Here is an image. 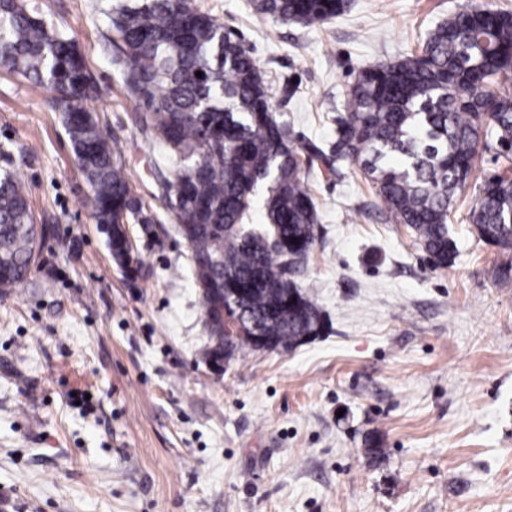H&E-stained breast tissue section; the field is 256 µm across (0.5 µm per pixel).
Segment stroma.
Listing matches in <instances>:
<instances>
[{
  "instance_id": "1",
  "label": "stroma",
  "mask_w": 512,
  "mask_h": 512,
  "mask_svg": "<svg viewBox=\"0 0 512 512\" xmlns=\"http://www.w3.org/2000/svg\"><path fill=\"white\" fill-rule=\"evenodd\" d=\"M85 55L92 106L158 230L128 282L82 201L49 89L0 68V167L50 233L28 282L0 293V512H512V254L470 231L494 164L480 151L448 224L459 254L431 266L363 175L314 161L319 233L299 282L327 332L247 350L217 373L188 247L154 197L155 141L112 63L117 0H28ZM463 0H348L314 25L250 0H195L252 55L293 140L329 146L360 70L414 52Z\"/></svg>"
}]
</instances>
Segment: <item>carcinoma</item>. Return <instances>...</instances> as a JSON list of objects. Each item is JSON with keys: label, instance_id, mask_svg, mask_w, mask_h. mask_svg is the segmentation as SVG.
Segmentation results:
<instances>
[{"label": "carcinoma", "instance_id": "obj_1", "mask_svg": "<svg viewBox=\"0 0 512 512\" xmlns=\"http://www.w3.org/2000/svg\"><path fill=\"white\" fill-rule=\"evenodd\" d=\"M254 6L264 16L311 25L342 14L346 0H254ZM109 26L112 64L139 107L135 125L178 164L169 178L148 162L155 198L190 252L208 330L200 352L206 362L258 349L249 334L224 342L226 308L288 350L325 330L313 293L296 280L317 233L306 161L316 157L331 172L358 168L436 268L455 260L448 218L479 147L512 164V12L483 0H468L437 24L421 52L366 66L350 86L327 152L312 140L294 146L251 52L194 0L121 4ZM0 67L52 91L51 107L61 114L89 188L84 206L103 228L115 265L137 280L142 260L128 252L123 225L136 224L151 238L154 215L98 114L86 106L98 87L76 41L25 0H0ZM262 189L267 224L250 227L243 220ZM468 220L481 241L511 251L512 179L485 180ZM38 241L27 192L11 168L1 167L0 283L16 288L28 280Z\"/></svg>", "mask_w": 512, "mask_h": 512}]
</instances>
